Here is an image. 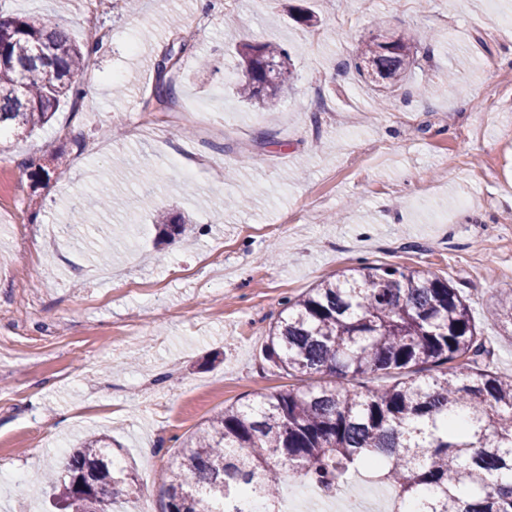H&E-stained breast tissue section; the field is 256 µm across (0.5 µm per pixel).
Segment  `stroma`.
I'll return each mask as SVG.
<instances>
[{"instance_id":"1","label":"stroma","mask_w":512,"mask_h":512,"mask_svg":"<svg viewBox=\"0 0 512 512\" xmlns=\"http://www.w3.org/2000/svg\"><path fill=\"white\" fill-rule=\"evenodd\" d=\"M290 4L314 11L318 30ZM85 10L0 0L2 16L63 12L83 47ZM511 22L512 0H119L100 11L107 37L84 97L0 140V512H51L34 475L90 433L111 435L115 460L136 472L140 491L118 512H161L157 475L201 424L299 387L265 360L269 329L286 298L351 267L448 279L491 369L512 376V338L488 314L512 289ZM380 27L446 35L418 43L404 87L385 96L353 68ZM246 40L278 42L294 64L275 110L236 93ZM180 43L171 110L148 121L155 62ZM98 184L120 202L97 215L118 231L105 263L45 234ZM243 195L246 206L228 207ZM157 204L194 234L162 235Z\"/></svg>"}]
</instances>
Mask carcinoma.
Segmentation results:
<instances>
[{"label": "carcinoma", "instance_id": "cac0c4a2", "mask_svg": "<svg viewBox=\"0 0 512 512\" xmlns=\"http://www.w3.org/2000/svg\"><path fill=\"white\" fill-rule=\"evenodd\" d=\"M416 35L366 40L353 66L383 93L401 88L414 64ZM170 49L156 64L154 98L173 96L167 73L179 64ZM246 81L239 96L276 108L292 71L288 52L272 42L238 49ZM87 57L60 15L0 18V130L31 134L49 123L61 99L80 98ZM155 216L169 236L185 219ZM80 205L62 225L84 240ZM512 333V290L491 307ZM467 300L429 272L367 266L322 281L290 299L266 348L285 373L311 380L261 393L206 421L159 476L164 512H283V467L326 490L352 489L364 476L392 486L391 512H512V376L494 372ZM396 373L392 384L364 391L349 378ZM457 406L466 427L448 425ZM112 437L88 435L68 451L63 469L36 476L53 489L59 512H112L136 492L134 469L112 460Z\"/></svg>", "mask_w": 512, "mask_h": 512}]
</instances>
